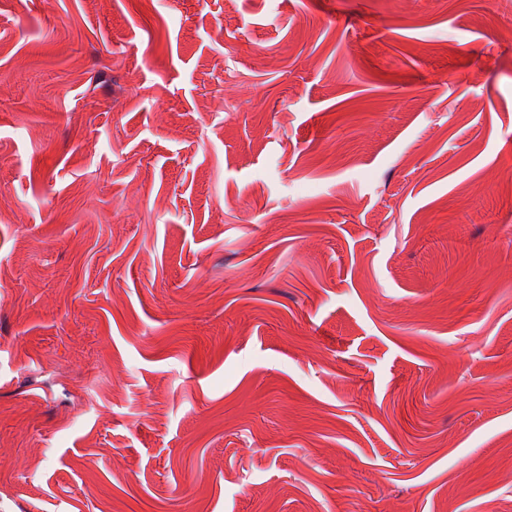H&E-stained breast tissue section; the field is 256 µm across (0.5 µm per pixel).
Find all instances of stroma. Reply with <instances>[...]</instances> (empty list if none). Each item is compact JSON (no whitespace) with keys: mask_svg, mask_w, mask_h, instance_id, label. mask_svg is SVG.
Returning a JSON list of instances; mask_svg holds the SVG:
<instances>
[{"mask_svg":"<svg viewBox=\"0 0 512 512\" xmlns=\"http://www.w3.org/2000/svg\"><path fill=\"white\" fill-rule=\"evenodd\" d=\"M0 512H512V0H0Z\"/></svg>","mask_w":512,"mask_h":512,"instance_id":"1","label":"stroma"}]
</instances>
